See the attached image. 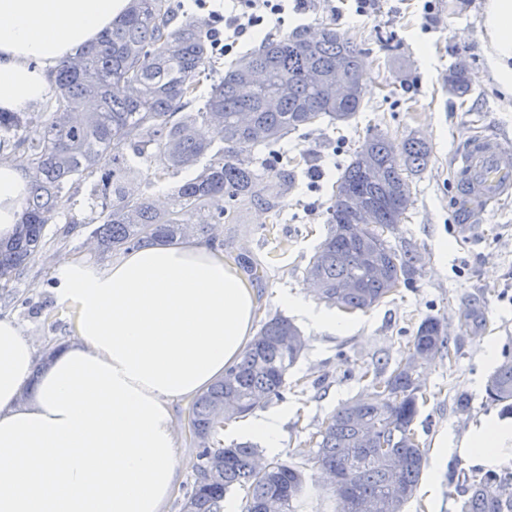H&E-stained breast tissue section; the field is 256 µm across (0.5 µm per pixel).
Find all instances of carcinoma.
Instances as JSON below:
<instances>
[{
  "label": "carcinoma",
  "instance_id": "cac0c4a2",
  "mask_svg": "<svg viewBox=\"0 0 512 512\" xmlns=\"http://www.w3.org/2000/svg\"><path fill=\"white\" fill-rule=\"evenodd\" d=\"M363 52L332 23L315 30L273 34L255 51L219 71L209 28L182 18L172 0H130L98 37L61 61L51 94L34 109L0 112V144L27 158L30 192L20 223L0 239V290L34 261L47 225L75 205L73 188L91 181L96 209L87 223L98 254L151 242L170 245L194 235L216 237L224 216L265 193L264 174L239 155L269 147L284 135L321 119L347 123L363 103ZM316 70L312 83L305 73ZM355 88L336 98V77ZM448 93L471 92L467 62L448 68ZM431 150L418 136L398 141L369 134L336 179L327 234L305 269L317 299L346 312L364 311L408 284L417 255L398 253L385 233L397 230L413 206L409 175L423 169ZM157 165L147 183L202 164L172 190L166 209L140 191V166ZM359 198L371 216L358 227ZM301 331L287 318L266 321L224 377L189 407L196 448L194 482L181 512H225L227 495L245 491L241 512H297L307 479L286 461L259 459L252 442L224 447L223 424L243 418L279 397L288 372L305 350ZM449 349L447 331L428 317L411 337L409 353L389 377H374L371 392L341 404L321 422L309 444L323 470L343 475L350 493L333 512H403L414 497L426 457L413 429L420 410L414 356ZM489 402L512 411V356L486 384ZM372 428V444L361 441ZM462 512H512V472L470 479L460 486Z\"/></svg>",
  "mask_w": 512,
  "mask_h": 512
}]
</instances>
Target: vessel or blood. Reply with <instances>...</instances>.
Segmentation results:
<instances>
[{"label":"vessel or blood","instance_id":"obj_1","mask_svg":"<svg viewBox=\"0 0 512 512\" xmlns=\"http://www.w3.org/2000/svg\"><path fill=\"white\" fill-rule=\"evenodd\" d=\"M451 172L470 209L512 198V140L487 134L467 138L453 155Z\"/></svg>","mask_w":512,"mask_h":512}]
</instances>
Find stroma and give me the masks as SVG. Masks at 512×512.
I'll return each instance as SVG.
<instances>
[{"label":"stroma","mask_w":512,"mask_h":512,"mask_svg":"<svg viewBox=\"0 0 512 512\" xmlns=\"http://www.w3.org/2000/svg\"><path fill=\"white\" fill-rule=\"evenodd\" d=\"M485 0H433L424 18L420 0H380L376 17H353L349 0H304L302 12L288 11L280 32L333 22L364 51V97L346 124L320 121L287 134L274 151L255 149L247 161L265 170L271 157L298 159L287 184L273 186L271 203L256 202L225 221L214 246L229 262L248 260L257 268L249 282L255 291V325L277 315L301 331L306 348L288 374L289 388L265 411L283 417L278 448H262L264 459H281L303 470L310 495L301 512H316L315 502L330 497L310 452L299 451L322 419L365 392L368 374L384 377L405 357L408 341L426 317L447 328L453 359L421 362L416 376L425 398L414 423L426 450L427 466L404 512H461L455 486L464 476H484L456 454L474 425L507 420L512 413L486 399L489 375L512 354V199L458 221L457 193L449 175L456 148L474 134L512 138V98L503 97L488 73L482 42ZM469 64L472 91L465 99L448 93V67L456 58ZM370 131L396 139L417 134L432 147L428 165L411 178L414 200L408 219L389 240L398 251L422 258L414 280L362 312L346 313L317 302L304 269L327 229V207L341 167ZM87 184H80L73 222L58 220L46 229V247L8 293L0 295V316L13 318L34 336L40 350L69 343L71 312L55 289V270L80 259L105 268L121 253L98 255L82 221L91 214ZM348 323L337 332L313 328L284 295ZM467 407H460V400ZM189 401L173 406L180 443L179 483L164 512H180L192 486L195 448L185 428ZM453 452L437 462L441 446Z\"/></svg>","instance_id":"stroma-1"}]
</instances>
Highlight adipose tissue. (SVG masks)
I'll list each match as a JSON object with an SVG mask.
<instances>
[{
  "mask_svg": "<svg viewBox=\"0 0 512 512\" xmlns=\"http://www.w3.org/2000/svg\"><path fill=\"white\" fill-rule=\"evenodd\" d=\"M127 0H0V112L40 100L49 71L110 26ZM483 48L512 96V0H485ZM28 185L0 164V236ZM75 337L39 367L36 339L0 318V512H161L177 479L174 402L198 395L252 339L253 291L194 241L147 245L106 269L56 271ZM460 456L512 460V424L484 422Z\"/></svg>",
  "mask_w": 512,
  "mask_h": 512,
  "instance_id": "adipose-tissue-1",
  "label": "adipose tissue"
}]
</instances>
